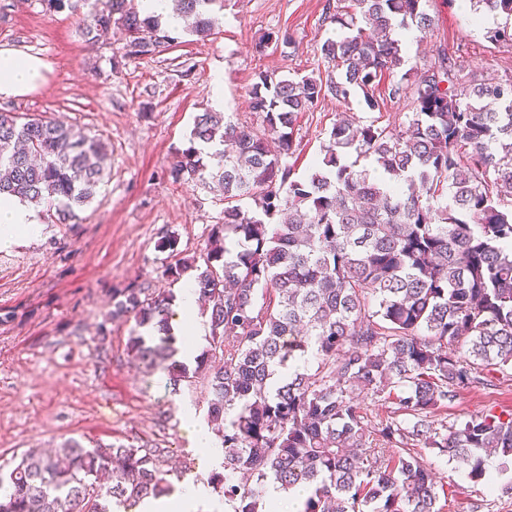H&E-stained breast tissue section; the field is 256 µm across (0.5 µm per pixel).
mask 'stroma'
Listing matches in <instances>:
<instances>
[{
	"label": "stroma",
	"instance_id": "35a3bbf8",
	"mask_svg": "<svg viewBox=\"0 0 512 512\" xmlns=\"http://www.w3.org/2000/svg\"><path fill=\"white\" fill-rule=\"evenodd\" d=\"M325 0H226L213 10L216 33L178 44L112 71L125 37L111 31L88 43L77 10L48 9L44 0H0V48L44 59L50 69L40 90L1 98L0 111L62 117L100 135L108 178L76 224L39 213V234L0 250V463L30 448L48 452L71 440L92 448L132 443L166 449L168 463L202 473L183 419L207 410L202 386L172 388L164 367L146 369L128 351L134 321L109 318L112 291L133 286L155 295L179 292L163 276L169 261L164 237L181 254L203 252L210 225L224 210L220 192L168 180L166 170L189 144L193 120L211 105L214 78L224 82L230 115L253 121L248 91L257 69L286 75L325 72L320 46L340 28L325 19ZM434 20L427 37L406 51L408 64L426 68L436 48L466 68L497 74L512 68V44L488 41L493 18L475 21L457 0H423ZM285 31L290 46H256L271 31ZM406 101L369 110L362 96L325 97L300 120L292 160L297 176L314 165L328 131L341 115L363 124L394 126ZM489 410L512 412V381H494L450 398L437 415L447 425ZM425 462L445 485L442 512H512V469L493 485L472 481L455 461L423 449Z\"/></svg>",
	"mask_w": 512,
	"mask_h": 512
}]
</instances>
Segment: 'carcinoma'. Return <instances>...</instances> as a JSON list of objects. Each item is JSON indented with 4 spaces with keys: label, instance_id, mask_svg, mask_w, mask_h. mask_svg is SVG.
Returning a JSON list of instances; mask_svg holds the SVG:
<instances>
[{
    "label": "carcinoma",
    "instance_id": "carcinoma-1",
    "mask_svg": "<svg viewBox=\"0 0 512 512\" xmlns=\"http://www.w3.org/2000/svg\"><path fill=\"white\" fill-rule=\"evenodd\" d=\"M172 2L184 33L215 34V0ZM470 3L504 19L490 41L512 43V0ZM95 4L82 35L123 28L125 59L177 41L127 0ZM325 16L343 30L320 46L326 77L258 70L249 95L262 126L206 109L167 169L224 198L206 252L164 268L174 282L191 274L204 301L208 346L195 370L175 359L184 338L171 332L173 294L116 289L112 318L135 320L129 352L149 368L167 363L171 385L203 374L224 453L207 483L227 512H271V485L305 491L298 512H441L443 484L422 449L476 482L484 451L512 465V413L457 428L436 420L457 392L512 370V70L466 72L440 51L411 87L395 82L384 97L382 77L407 62L397 31L433 28L422 0H330ZM358 93L378 111L406 98L410 112L394 128L336 120L310 173L295 176L302 116L328 95ZM103 153L62 119L0 111V196L46 202L70 222L104 183ZM360 392L389 401L387 418L372 422ZM164 456L78 441L30 450L0 466V512H137L182 478Z\"/></svg>",
    "mask_w": 512,
    "mask_h": 512
}]
</instances>
